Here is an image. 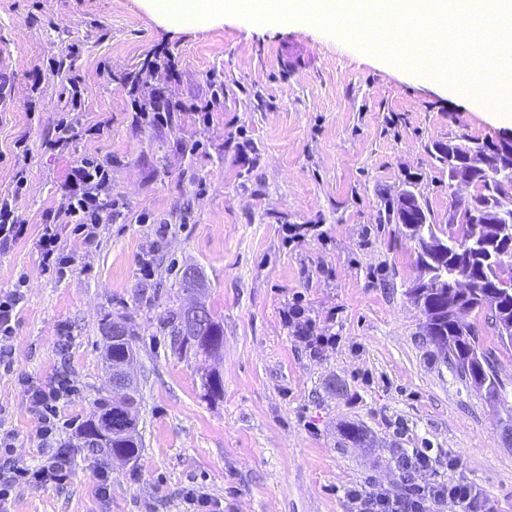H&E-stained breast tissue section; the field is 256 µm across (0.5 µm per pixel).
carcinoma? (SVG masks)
<instances>
[{
    "mask_svg": "<svg viewBox=\"0 0 512 512\" xmlns=\"http://www.w3.org/2000/svg\"><path fill=\"white\" fill-rule=\"evenodd\" d=\"M483 217L475 224H457L443 231L436 224H415L413 230L421 236L448 237V248L436 258L437 265L453 271L459 266L471 269L477 287L465 292H451L443 288H429L423 293L420 308L427 318V333L431 344L448 350L444 355L446 363L465 383L482 390L488 399H498L501 383L493 361L480 347L478 336L473 329L462 325L457 318L448 314L447 307L457 305L468 311L486 310L492 325L512 319V266L504 267L499 254L512 252V223L492 227L482 223ZM204 316L190 324L183 312L172 314L170 334L175 337V351L178 354H203L212 357L224 343V328L215 319L210 309L203 308ZM117 325L112 342L105 344L102 359L106 374L134 361V336L136 329L128 318H106L101 331L110 325ZM138 404V387L132 381L122 398L116 400L101 397L94 401L91 418L86 421L82 433L90 434L103 430L112 436L104 448H92L91 454L98 453L119 457L125 461L135 460L142 451V440L137 427L131 422V409Z\"/></svg>",
    "mask_w": 512,
    "mask_h": 512,
    "instance_id": "cac0c4a2",
    "label": "carcinoma"
}]
</instances>
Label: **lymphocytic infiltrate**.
Masks as SVG:
<instances>
[{
    "label": "lymphocytic infiltrate",
    "instance_id": "lymphocytic-infiltrate-1",
    "mask_svg": "<svg viewBox=\"0 0 512 512\" xmlns=\"http://www.w3.org/2000/svg\"><path fill=\"white\" fill-rule=\"evenodd\" d=\"M171 59L149 62L130 80L129 93L132 106L139 117L153 124L164 125L170 119L166 108L145 101L139 93L160 71L171 70ZM71 102L74 111L63 117L54 138L48 139L47 148L60 149L78 136L103 133L104 123H83L79 109L82 105L80 89H73ZM112 176L107 163L85 156L72 167L64 184L62 203L53 213L51 223L41 225L35 249L43 272L56 278L67 276L74 258L67 251L62 238L63 229H70L85 247L98 246L101 208L110 199ZM29 408L36 417L35 437L42 460L36 464L20 462L13 454L16 435L0 424V512H11L12 493L20 485L66 484L71 474L74 453L69 442L59 431L60 407L75 394L66 370L56 371L47 383L24 379ZM399 468L404 474L405 489L395 494L391 490L372 485L348 490L346 497L351 512H433L434 506L450 500L460 512H473L483 498L482 492L464 482H441L431 479L432 462L425 451L399 455Z\"/></svg>",
    "mask_w": 512,
    "mask_h": 512
}]
</instances>
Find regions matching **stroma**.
I'll list each match as a JSON object with an SVG mask.
<instances>
[{
  "mask_svg": "<svg viewBox=\"0 0 512 512\" xmlns=\"http://www.w3.org/2000/svg\"><path fill=\"white\" fill-rule=\"evenodd\" d=\"M74 43L65 67L48 66ZM161 49L174 60L153 83L173 108L163 126L136 118L128 96L129 78ZM216 78L224 94L204 119L195 107ZM75 85L88 122L108 127L45 148ZM511 133L437 74L409 72L316 24L228 15L176 32L140 0H0V200L27 228L0 251V291L22 290L11 367L0 368V421L17 434L20 461L36 462L18 378L46 382L63 367L77 387L61 409L63 435L76 438L94 399L112 393L100 324L117 313L137 330L142 397L140 457L78 449L65 485L18 488L13 512H186L191 488L219 512H347L349 488L401 491L395 459L415 448L435 479L482 489V512H512V349L485 313L466 315L503 384L496 401L442 363L407 296L416 246L389 212L409 189L431 223L447 224L457 198L437 144ZM86 155L108 161L117 208L98 248L65 235L75 261L58 279L42 271L34 241ZM290 224L314 230L291 242ZM189 267L224 327L217 363L173 351L167 321L190 301L179 286ZM295 302L334 339L318 354L284 321ZM214 370L224 381L216 398L203 386ZM349 424L367 444L346 439ZM101 468L111 475L105 495Z\"/></svg>",
  "mask_w": 512,
  "mask_h": 512,
  "instance_id": "35a3bbf8",
  "label": "stroma"
}]
</instances>
